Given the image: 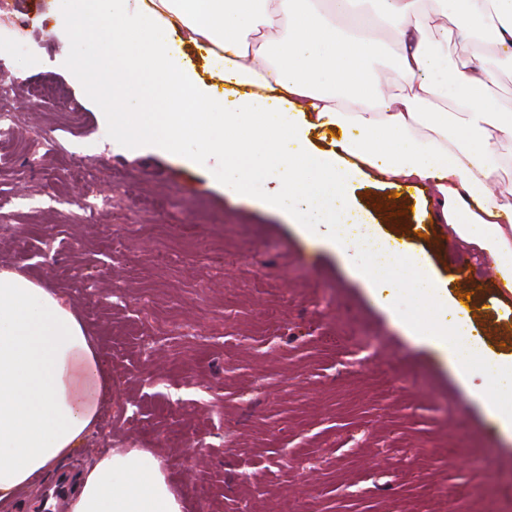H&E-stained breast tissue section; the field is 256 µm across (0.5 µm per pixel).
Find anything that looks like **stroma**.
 Here are the masks:
<instances>
[{
	"mask_svg": "<svg viewBox=\"0 0 512 512\" xmlns=\"http://www.w3.org/2000/svg\"><path fill=\"white\" fill-rule=\"evenodd\" d=\"M25 64L6 110L28 134L84 156L31 169L0 149V270L42 281L97 340L110 376L95 431L66 463L105 446L160 458L184 512H512V442L431 346L408 336L335 251L307 239L268 199L225 188L190 141L127 146L111 105L90 99L51 6L13 0ZM48 88L56 108L35 107ZM80 115L71 123L69 113ZM108 196L102 223L77 201ZM352 196L361 223L410 238L449 292L469 294L490 351L511 355L512 295L476 253L428 224L425 193L372 182ZM398 220H390V213ZM422 235H413L415 225ZM120 239L110 251L102 233ZM466 274H459V266ZM86 291L76 292V281Z\"/></svg>",
	"mask_w": 512,
	"mask_h": 512,
	"instance_id": "1",
	"label": "stroma"
}]
</instances>
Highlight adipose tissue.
Here are the masks:
<instances>
[{"label":"adipose tissue","instance_id":"1","mask_svg":"<svg viewBox=\"0 0 512 512\" xmlns=\"http://www.w3.org/2000/svg\"><path fill=\"white\" fill-rule=\"evenodd\" d=\"M56 0L76 31L80 66L105 75L126 137L190 140L226 183L275 186L309 239L362 272L399 323L449 361L512 440V357L487 351L471 315L408 241L366 246L346 226L351 187L367 178L431 188L433 223L478 251L512 293V98L490 91L448 45L485 33L512 74V0ZM221 121L220 132L210 128ZM107 389L75 309L40 281L0 271V500L34 476L71 483L68 512H183L161 459L132 448L68 476L63 465L95 428Z\"/></svg>","mask_w":512,"mask_h":512}]
</instances>
